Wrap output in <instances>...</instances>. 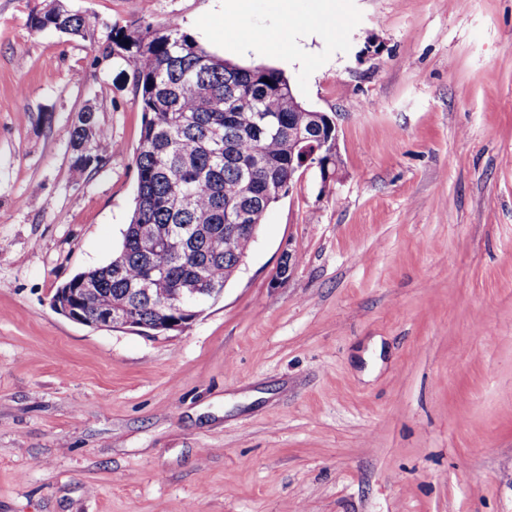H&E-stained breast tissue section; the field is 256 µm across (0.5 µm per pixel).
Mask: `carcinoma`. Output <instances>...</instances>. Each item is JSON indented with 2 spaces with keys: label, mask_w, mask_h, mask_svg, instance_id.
Segmentation results:
<instances>
[{
  "label": "carcinoma",
  "mask_w": 512,
  "mask_h": 512,
  "mask_svg": "<svg viewBox=\"0 0 512 512\" xmlns=\"http://www.w3.org/2000/svg\"><path fill=\"white\" fill-rule=\"evenodd\" d=\"M29 23L70 34L87 26L60 5L32 13ZM111 54L133 69L143 113L134 209L112 260L63 287L92 288L98 307L150 326L167 289L224 287L253 245L244 234L235 251L224 249V225L260 226L294 176L288 163L300 155L299 128L314 121L282 71L215 57L175 23L111 36L102 55ZM90 123L94 113H80L71 147L76 166L97 169L112 151L101 129L84 145ZM150 277L158 287H146Z\"/></svg>",
  "instance_id": "1"
}]
</instances>
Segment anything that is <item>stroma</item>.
<instances>
[{
  "label": "stroma",
  "instance_id": "stroma-1",
  "mask_svg": "<svg viewBox=\"0 0 512 512\" xmlns=\"http://www.w3.org/2000/svg\"><path fill=\"white\" fill-rule=\"evenodd\" d=\"M58 1L84 34L31 29ZM172 21L334 118L338 180L185 330L79 324L50 299L120 248L143 119L101 47ZM0 512H512V0H0ZM224 37L225 39L243 42L255 48H268L280 41L275 32L243 27L228 28ZM89 123L95 127V134L91 143L83 147L85 126ZM109 138L108 135L101 129H96V121L93 112H81L78 117V123L73 128L71 134V147L73 151L74 164L80 168L93 167L99 168L104 164L107 159L112 155V149L105 150L102 146L103 141ZM86 150L88 153L86 154ZM92 155L93 161L86 162L85 156Z\"/></svg>",
  "mask_w": 512,
  "mask_h": 512
}]
</instances>
